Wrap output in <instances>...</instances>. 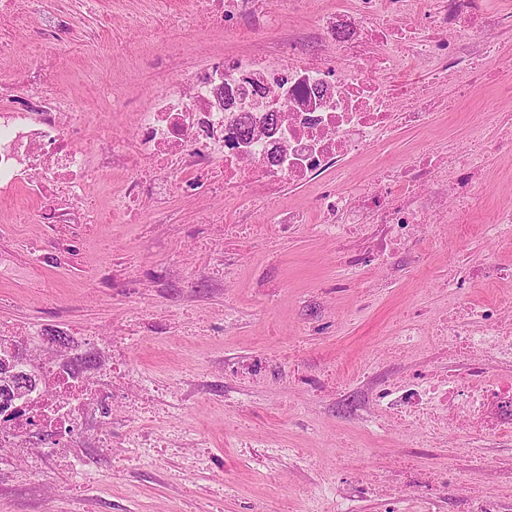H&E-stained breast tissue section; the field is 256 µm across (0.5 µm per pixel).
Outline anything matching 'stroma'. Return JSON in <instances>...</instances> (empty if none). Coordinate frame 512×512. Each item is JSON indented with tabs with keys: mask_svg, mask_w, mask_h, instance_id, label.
Segmentation results:
<instances>
[{
	"mask_svg": "<svg viewBox=\"0 0 512 512\" xmlns=\"http://www.w3.org/2000/svg\"><path fill=\"white\" fill-rule=\"evenodd\" d=\"M135 8L134 0H41L42 13L66 12L69 45L32 51L26 30L13 32L14 51L0 55V89L50 68L77 112L100 110L99 89L115 90L126 104L113 126L129 137L170 72L240 44L230 29L206 26L176 32L170 57L147 44L119 53V17ZM510 77L489 72L427 133H401L390 159L429 135L467 146L471 127L512 114V97L493 87ZM477 189L486 205L472 221L484 224L512 203V155L490 161ZM239 197L180 186L159 205L160 223L83 232L75 264L47 269L48 293L22 287V254H0V294L13 295L0 303V327L36 324L42 353L64 359L95 331V371L111 376L115 397L111 418L93 422L110 430L111 447L88 437L52 452L0 450V512H387L369 489L375 480L401 489L400 512H470L455 483L462 474L499 512H512V441L489 433L463 449L448 432L436 446L408 448L399 431L374 434L368 411L342 405L346 396L367 400L390 373L447 369V354L426 346L396 363L380 357L410 308L434 317L447 306L439 248L423 240L395 272L341 284L347 242L319 240L304 225L290 236L270 225L227 235ZM204 208L223 225H198ZM445 233L473 265H512V243L458 237L452 220ZM105 263L102 288L94 273ZM338 367L347 375L336 381Z\"/></svg>",
	"mask_w": 512,
	"mask_h": 512,
	"instance_id": "obj_1",
	"label": "stroma"
}]
</instances>
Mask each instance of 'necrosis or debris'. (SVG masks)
I'll list each match as a JSON object with an SVG mask.
<instances>
[{"mask_svg": "<svg viewBox=\"0 0 512 512\" xmlns=\"http://www.w3.org/2000/svg\"><path fill=\"white\" fill-rule=\"evenodd\" d=\"M172 20L178 28L216 24L248 39L275 24L272 0H193L191 13ZM17 28L41 48L64 45L69 34L66 16L39 15L38 0H0V53L11 50L9 35ZM505 30L512 31V14H487L482 0H438L430 13L417 0H355L351 10L337 0L335 10L318 17L316 43L289 39L288 68L269 64L272 46L250 42L206 70L170 74L139 113L130 139L116 138L111 103L99 112L73 111L48 73H27L24 102H0V197L26 186L38 203L33 216L44 235L15 244L29 259V280L43 282L46 264L73 262L81 229L131 223L147 165L156 200L180 184L231 191L259 171L268 177L266 193L284 183L309 188L311 209L275 211L270 223L283 235L304 224L317 238L349 241L345 279L359 282L364 271L388 265L421 238L438 240L448 209L462 217L477 205L474 185L486 162L512 154L507 118L495 135L478 137L477 153L460 156L456 167L441 162L440 144L429 143L371 177L352 180V159L384 150L400 131L429 128L443 109L430 85L404 75L405 66H423L431 85L456 79L458 94H466L478 62L498 59ZM375 43L385 52L370 55ZM331 48L339 65L329 63ZM271 114L277 117L272 125ZM90 126L92 140L84 136ZM116 174L123 178L118 193L112 190ZM511 282L512 267H476L461 258L449 263L447 309L434 319L415 311L387 347L398 358L425 341L448 346V369H418L375 390L382 422L433 438L449 429L469 441L490 430L512 434V292L481 303L462 298L478 285ZM13 355L9 348L0 359L31 372L34 384L13 400L20 415L0 422L1 448L72 441L83 433L88 413L112 398L88 370L53 357L17 361Z\"/></svg>", "mask_w": 512, "mask_h": 512, "instance_id": "4bbe7bcc", "label": "necrosis or debris"}]
</instances>
